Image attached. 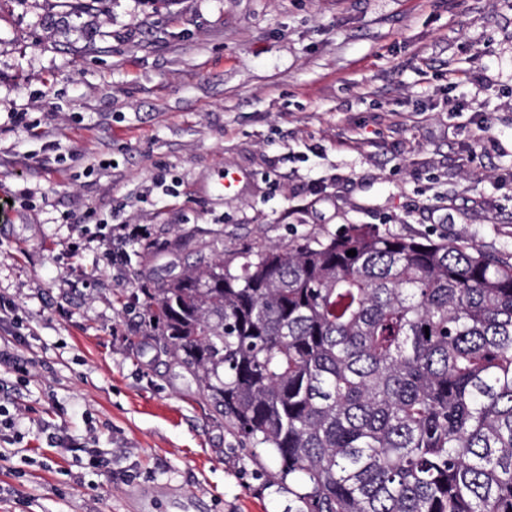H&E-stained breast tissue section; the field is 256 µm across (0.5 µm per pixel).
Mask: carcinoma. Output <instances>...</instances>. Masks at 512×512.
Instances as JSON below:
<instances>
[{"label": "carcinoma", "mask_w": 512, "mask_h": 512, "mask_svg": "<svg viewBox=\"0 0 512 512\" xmlns=\"http://www.w3.org/2000/svg\"><path fill=\"white\" fill-rule=\"evenodd\" d=\"M146 311L295 512H512V258L353 225L192 266Z\"/></svg>", "instance_id": "obj_1"}]
</instances>
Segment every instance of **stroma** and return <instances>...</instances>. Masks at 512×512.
<instances>
[{"label":"stroma","mask_w":512,"mask_h":512,"mask_svg":"<svg viewBox=\"0 0 512 512\" xmlns=\"http://www.w3.org/2000/svg\"><path fill=\"white\" fill-rule=\"evenodd\" d=\"M350 224L512 253V0H0V294L33 332L0 512H288L142 291Z\"/></svg>","instance_id":"1"}]
</instances>
